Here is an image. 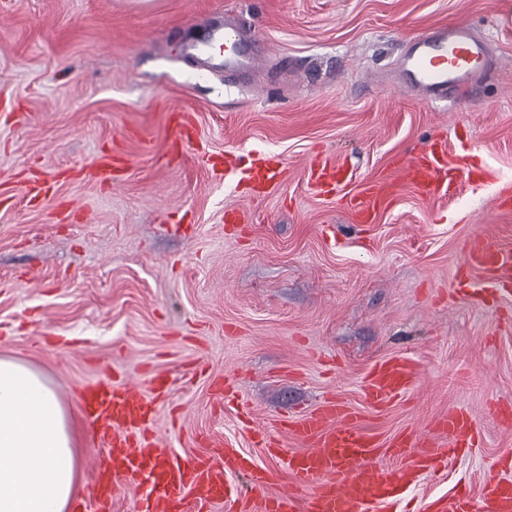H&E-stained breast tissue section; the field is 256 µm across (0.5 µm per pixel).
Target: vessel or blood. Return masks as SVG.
<instances>
[{
    "instance_id": "vessel-or-blood-1",
    "label": "vessel or blood",
    "mask_w": 512,
    "mask_h": 512,
    "mask_svg": "<svg viewBox=\"0 0 512 512\" xmlns=\"http://www.w3.org/2000/svg\"><path fill=\"white\" fill-rule=\"evenodd\" d=\"M238 32L230 26L213 29L202 44L189 47L203 68L228 72L260 68L258 54L240 52ZM486 61V49L464 24L441 28L436 35L418 39L402 62L410 80L429 90L463 88L473 70ZM173 147L195 143L190 114L172 126ZM129 166L124 154H105L88 172L95 182L109 186L119 181ZM397 171L371 181H356L343 164L315 156L308 166V183L319 194L353 188L350 199L355 222L369 224L380 210L396 199L402 183L424 196L447 195L459 167L448 159L444 141L434 140L421 153L397 163ZM279 161L261 157L247 171L253 197L265 196L282 178ZM465 264L458 272L474 302L512 297V249L495 245L481 233L464 244ZM418 365L406 356L376 361L363 381L364 399L383 411L408 395L417 381ZM152 392L134 382L101 381L83 387L80 398L86 423L99 450L90 462L93 512H112V499L120 486L141 489L145 512H212L225 505L228 512H397L398 504L416 486L417 478L447 465L477 435L470 416L451 412L439 425L448 433L438 443L414 429L382 436L364 428L361 417L347 404L329 400L299 418L281 420L278 432H262L264 450L280 460L289 475L285 488L275 489V470L255 465L235 448L181 457L165 445L151 441L147 430L155 414L153 392L167 386L164 376L152 378ZM299 439L304 449L286 452L281 434ZM243 473L255 493L245 501L231 481ZM512 512V477L494 474L483 481L478 496L449 492L433 498L424 512Z\"/></svg>"
}]
</instances>
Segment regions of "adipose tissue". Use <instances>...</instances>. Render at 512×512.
<instances>
[{"instance_id": "ef3b65f1", "label": "adipose tissue", "mask_w": 512, "mask_h": 512, "mask_svg": "<svg viewBox=\"0 0 512 512\" xmlns=\"http://www.w3.org/2000/svg\"><path fill=\"white\" fill-rule=\"evenodd\" d=\"M79 467L70 414L52 385L0 358V512H67Z\"/></svg>"}]
</instances>
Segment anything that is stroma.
<instances>
[{"label":"stroma","mask_w":512,"mask_h":512,"mask_svg":"<svg viewBox=\"0 0 512 512\" xmlns=\"http://www.w3.org/2000/svg\"><path fill=\"white\" fill-rule=\"evenodd\" d=\"M236 22L263 57L244 75L205 73L183 54ZM471 25L502 68L465 94L436 95L401 69L435 28ZM0 356L41 371L67 406L89 482L94 446L78 392L119 374L167 375L154 431L181 455L210 442L269 465L255 431L340 399L365 425L413 428L466 412L480 444L427 477L415 499L462 481L479 489L512 450V302L456 294L463 243L512 247V0H0ZM190 110L207 152L275 154L286 173L266 197L219 180L195 155L169 161L168 121ZM444 138L468 177L447 196L403 185L374 224L341 196L310 190L317 154L359 180ZM130 159L124 182L83 177L105 150ZM49 190L28 201L27 184ZM237 208L252 217L228 224ZM405 355L413 393L383 413L363 380ZM228 381L223 398L214 382ZM252 414L243 428L239 406Z\"/></svg>","instance_id":"35a3bbf8"}]
</instances>
